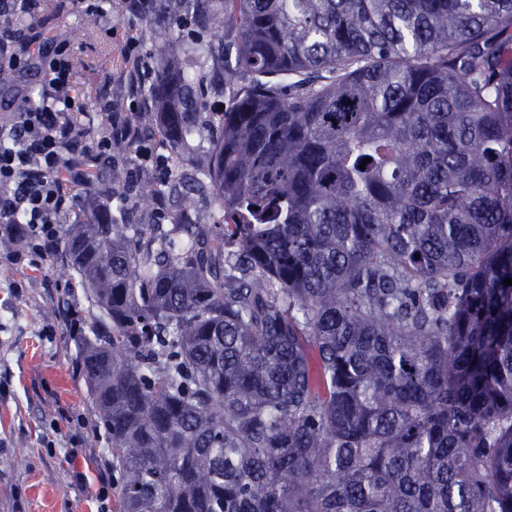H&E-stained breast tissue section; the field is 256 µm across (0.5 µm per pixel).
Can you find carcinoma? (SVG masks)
I'll use <instances>...</instances> for the list:
<instances>
[{"label":"carcinoma","instance_id":"cac0c4a2","mask_svg":"<svg viewBox=\"0 0 512 512\" xmlns=\"http://www.w3.org/2000/svg\"><path fill=\"white\" fill-rule=\"evenodd\" d=\"M178 2L249 77L217 223L92 201L59 243L121 512H512V0Z\"/></svg>","mask_w":512,"mask_h":512}]
</instances>
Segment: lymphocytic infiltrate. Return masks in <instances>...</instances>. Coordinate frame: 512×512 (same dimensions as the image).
<instances>
[{
  "instance_id": "obj_1",
  "label": "lymphocytic infiltrate",
  "mask_w": 512,
  "mask_h": 512,
  "mask_svg": "<svg viewBox=\"0 0 512 512\" xmlns=\"http://www.w3.org/2000/svg\"><path fill=\"white\" fill-rule=\"evenodd\" d=\"M33 12L34 0H0V65L17 72L40 69L48 87L37 104H20L17 122L0 124V238L25 242V251L4 256L16 265L30 254L43 261L54 258L58 219L72 206L74 186L85 181L87 169L98 168L111 156L114 145H126L142 156L143 135L127 114L139 110L140 92L155 75L150 58L136 52L137 37L109 28L122 57L118 78L126 87L128 111L116 112L109 95L99 94L94 107L104 113L106 123L85 139L83 167L65 165L63 152L81 129L88 108L75 90L66 45H57L49 57L40 44L5 29V22Z\"/></svg>"
}]
</instances>
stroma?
<instances>
[{"instance_id":"stroma-1","label":"stroma","mask_w":512,"mask_h":512,"mask_svg":"<svg viewBox=\"0 0 512 512\" xmlns=\"http://www.w3.org/2000/svg\"><path fill=\"white\" fill-rule=\"evenodd\" d=\"M105 17L84 30V15L70 0H39L26 36L45 49L59 25L71 28V56L76 89L86 97L101 91L116 68L118 48L104 34L108 26L136 33L140 52L155 65H166L175 84L192 82L205 88L194 137L185 141L181 171L192 175L208 158L219 121L220 106H231L235 86L222 83L221 56L195 55L211 39L193 12L174 11V37L163 45L146 34V19L125 13L121 0H105ZM141 130L149 156L141 161V181L162 183L163 163L170 158L165 138L155 136L159 113ZM132 156L113 148L112 163L86 184L76 185L71 209L60 228L81 223L87 199L107 201L114 215L131 224L169 223L182 212L189 224H209L218 210L209 193L164 194L153 204L139 197L122 199ZM64 258L23 267L0 264V512H118L117 484L112 478L110 441L99 424L98 409L88 392L77 359L82 336L91 335L97 311L83 288L64 272ZM78 310L80 332H72L58 314L59 300Z\"/></svg>"}]
</instances>
